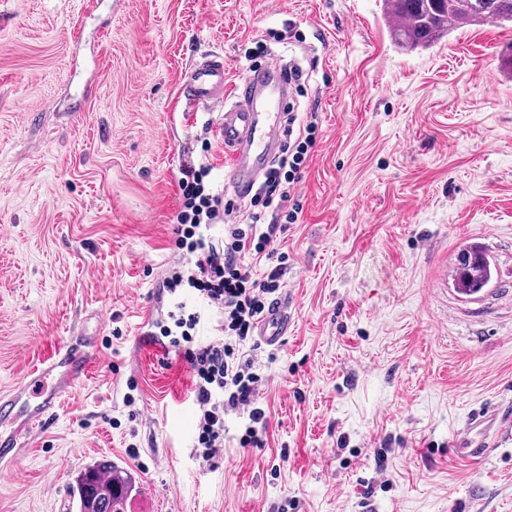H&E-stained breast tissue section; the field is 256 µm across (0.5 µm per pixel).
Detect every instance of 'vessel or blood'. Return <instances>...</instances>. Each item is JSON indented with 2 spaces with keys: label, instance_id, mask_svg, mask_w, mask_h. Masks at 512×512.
Returning <instances> with one entry per match:
<instances>
[{
  "label": "vessel or blood",
  "instance_id": "obj_1",
  "mask_svg": "<svg viewBox=\"0 0 512 512\" xmlns=\"http://www.w3.org/2000/svg\"><path fill=\"white\" fill-rule=\"evenodd\" d=\"M288 84L260 80L247 73L235 87L224 82V58L206 53L193 62L179 88L188 115L213 106L224 111L215 132L230 160L228 179L236 195L256 182L274 154L280 140L283 111L288 103ZM287 296H280L257 323L261 343L277 346L291 325ZM97 360L93 337L65 342L55 353L6 394L0 395V465L12 461L17 448L34 436L56 413L62 395L86 380ZM492 446L487 429L474 437L457 441L453 449L459 457L474 460Z\"/></svg>",
  "mask_w": 512,
  "mask_h": 512
}]
</instances>
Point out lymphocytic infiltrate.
I'll use <instances>...</instances> for the list:
<instances>
[{
	"instance_id": "obj_1",
	"label": "lymphocytic infiltrate",
	"mask_w": 512,
	"mask_h": 512,
	"mask_svg": "<svg viewBox=\"0 0 512 512\" xmlns=\"http://www.w3.org/2000/svg\"><path fill=\"white\" fill-rule=\"evenodd\" d=\"M316 134V123L309 122L297 137L288 139L251 195L243 216L208 183V163H189L182 169V201L176 216L182 258L163 282L174 304L167 321L160 323L159 334L192 372L189 398L199 409L194 458L202 465L214 466L224 451V414L228 411L247 418L238 439L240 447L266 445L267 415L260 395L265 378L245 358L242 346L283 284L287 255L277 246L288 225L298 221L301 207L295 189ZM219 223L224 226L220 242L209 234L212 225ZM260 259L270 264L261 278L253 271L254 261ZM187 292L216 309L224 321L223 337L198 341L201 317L187 311L182 299Z\"/></svg>"
}]
</instances>
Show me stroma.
<instances>
[{
    "instance_id": "obj_1",
    "label": "stroma",
    "mask_w": 512,
    "mask_h": 512,
    "mask_svg": "<svg viewBox=\"0 0 512 512\" xmlns=\"http://www.w3.org/2000/svg\"><path fill=\"white\" fill-rule=\"evenodd\" d=\"M390 24L383 0H0V394L70 337L99 350L0 465V512H71L100 458L135 476L130 512H512V28L406 49ZM258 47L301 72L290 101L318 124L279 244L294 325L251 352L266 446L226 413L203 470L190 367L142 321L172 304L184 162L233 195L217 112L187 121L182 78L212 50L240 80ZM470 245L495 274L468 297ZM478 413L503 424L460 459ZM492 439L487 428H482L475 433L474 437L457 441L453 452L461 458L475 460L489 451L492 447Z\"/></svg>"
}]
</instances>
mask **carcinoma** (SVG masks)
<instances>
[{
  "label": "carcinoma",
  "instance_id": "1",
  "mask_svg": "<svg viewBox=\"0 0 512 512\" xmlns=\"http://www.w3.org/2000/svg\"><path fill=\"white\" fill-rule=\"evenodd\" d=\"M489 6L502 27L512 23V0H384L386 14L406 19L405 25L390 29L392 41L403 48L431 46L457 28L477 26L490 19ZM492 279L488 256L475 247L463 250L456 288L470 296L481 292ZM135 490L132 474L108 459L96 460L74 481L75 512H127Z\"/></svg>",
  "mask_w": 512,
  "mask_h": 512
}]
</instances>
